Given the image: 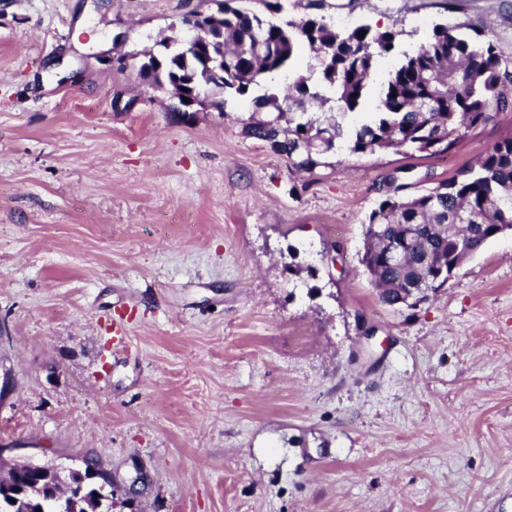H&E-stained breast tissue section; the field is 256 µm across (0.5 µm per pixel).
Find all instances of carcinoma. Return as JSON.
<instances>
[{
  "mask_svg": "<svg viewBox=\"0 0 512 512\" xmlns=\"http://www.w3.org/2000/svg\"><path fill=\"white\" fill-rule=\"evenodd\" d=\"M243 2L223 0L222 13L209 24L208 42L224 44V74L210 70L205 46L184 53L168 37L159 43V53L143 54L134 69L158 88L184 86L203 95L244 97L262 81L291 70L300 50L308 47L317 60V80L299 75L283 98L273 92L253 97V115L242 126L245 137L286 156L297 171L323 166L339 140L352 154L447 153L466 131L512 109V72L493 42L466 25L438 23L426 42L402 52L389 71L372 123L346 131L338 115L323 119L319 112L335 109L343 115L360 107L378 58L394 53L400 32L374 31L364 24L338 30L321 14L325 0H307L310 13L298 22L250 11ZM260 112L269 117L256 118ZM504 229L512 230V137L425 194L383 200L369 215L371 236L360 263L382 305L411 307L409 289L442 287L467 253L480 251ZM391 246L404 248L401 263L387 258ZM8 492L16 512H53L62 490L47 474L33 481L17 464L0 479V496ZM108 495L112 492L98 480L88 481L78 512L112 508L103 504Z\"/></svg>",
  "mask_w": 512,
  "mask_h": 512,
  "instance_id": "carcinoma-1",
  "label": "carcinoma"
}]
</instances>
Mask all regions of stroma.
<instances>
[{
    "mask_svg": "<svg viewBox=\"0 0 512 512\" xmlns=\"http://www.w3.org/2000/svg\"><path fill=\"white\" fill-rule=\"evenodd\" d=\"M200 4L0 0V464L95 459L111 512H512V232L412 308L359 263L382 200L512 111L446 154L295 171L242 135L250 98L181 112L126 66ZM323 13L404 51L465 24L512 67V0Z\"/></svg>",
    "mask_w": 512,
    "mask_h": 512,
    "instance_id": "obj_1",
    "label": "stroma"
}]
</instances>
